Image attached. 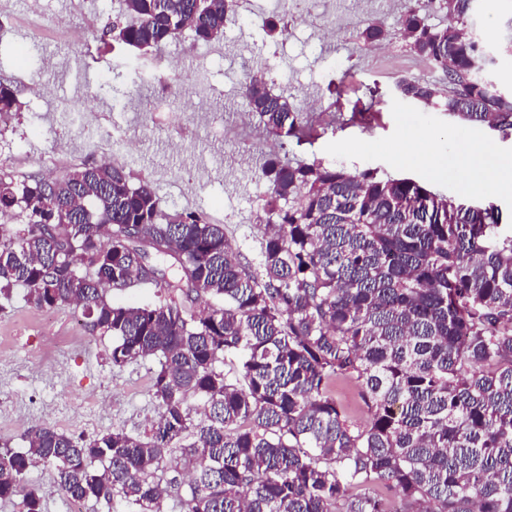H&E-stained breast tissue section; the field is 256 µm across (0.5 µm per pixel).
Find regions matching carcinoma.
<instances>
[{"label":"carcinoma","instance_id":"obj_1","mask_svg":"<svg viewBox=\"0 0 512 512\" xmlns=\"http://www.w3.org/2000/svg\"><path fill=\"white\" fill-rule=\"evenodd\" d=\"M103 47L159 54L184 32L223 36L236 0H123ZM445 10L438 29L428 12ZM472 0L405 6L390 34L448 77L441 106L512 131V92L459 25ZM249 71L240 93L264 129L302 143L313 120ZM432 84L403 79L429 104ZM260 206L264 278L224 225L168 213L151 183L94 165L44 180L0 175V296L27 290L35 308L74 306L85 330L112 337V366L153 357L157 411L141 435L79 442L32 428L28 447L0 444V502L44 512L31 469L53 488L114 512H512V227L500 209L440 198L411 179L351 174L321 162L266 157ZM174 270L166 277L154 259ZM136 282L163 294L118 306ZM208 299L191 315L189 303ZM361 389L369 421L348 418L334 392Z\"/></svg>","mask_w":512,"mask_h":512}]
</instances>
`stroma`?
Returning <instances> with one entry per match:
<instances>
[{"mask_svg": "<svg viewBox=\"0 0 512 512\" xmlns=\"http://www.w3.org/2000/svg\"><path fill=\"white\" fill-rule=\"evenodd\" d=\"M224 35L205 43L186 32L163 56L170 67L151 78L154 56L132 48L104 51L98 41L120 0H0V82L16 92L0 132V170L15 178L55 175L99 164L103 133L132 184L151 183L165 211L187 209L223 225L254 275L259 265L260 204L267 186L263 157L320 161L381 179L409 178L453 202L498 205L512 224V194H479L452 173L459 148L475 142L512 156V133L465 123L442 107L400 96L397 79L439 83L402 37L364 43L366 21L393 27L406 0H238ZM287 36L269 33V22ZM467 28L493 59L490 73L512 90V0H478ZM268 62L275 92L314 113L317 136L299 143L266 133L240 97L247 68ZM422 133L442 168H400L393 150L406 131ZM73 309L41 312L24 288L0 310V440L21 450L33 426L89 439L122 429L140 433L154 417L149 362L122 369L110 360L112 339L84 335L50 360L51 336L76 325Z\"/></svg>", "mask_w": 512, "mask_h": 512, "instance_id": "stroma-1", "label": "stroma"}]
</instances>
